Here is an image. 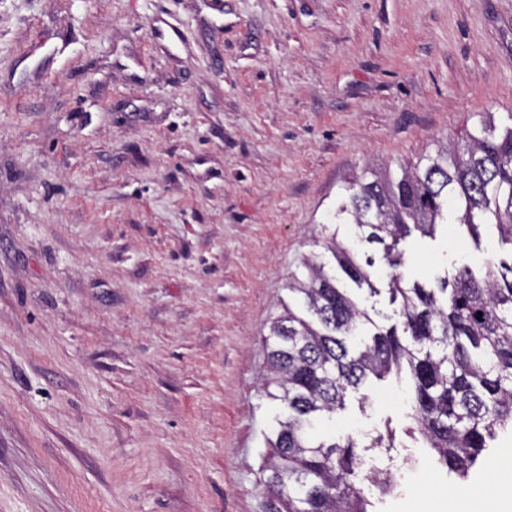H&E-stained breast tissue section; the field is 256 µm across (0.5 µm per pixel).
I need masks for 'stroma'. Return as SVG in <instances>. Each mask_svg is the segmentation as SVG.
Segmentation results:
<instances>
[{"label":"stroma","instance_id":"obj_1","mask_svg":"<svg viewBox=\"0 0 512 512\" xmlns=\"http://www.w3.org/2000/svg\"><path fill=\"white\" fill-rule=\"evenodd\" d=\"M179 28L182 40L172 39ZM512 111V0H0V512H264L261 389L344 182ZM406 280L512 258L402 244ZM323 435L393 428L376 512L476 502L404 434L395 378Z\"/></svg>","mask_w":512,"mask_h":512}]
</instances>
